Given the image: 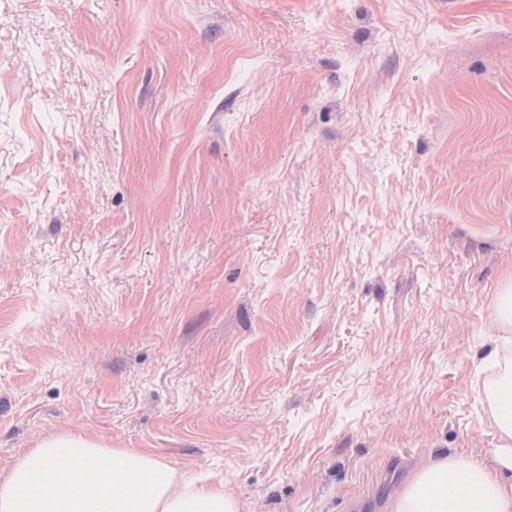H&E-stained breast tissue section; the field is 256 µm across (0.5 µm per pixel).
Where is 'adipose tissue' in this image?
Instances as JSON below:
<instances>
[{
  "instance_id": "adipose-tissue-1",
  "label": "adipose tissue",
  "mask_w": 512,
  "mask_h": 512,
  "mask_svg": "<svg viewBox=\"0 0 512 512\" xmlns=\"http://www.w3.org/2000/svg\"><path fill=\"white\" fill-rule=\"evenodd\" d=\"M485 386L499 438L494 468L464 456L430 459L391 512H512V359ZM0 512H242L223 483L207 484L143 448H110L82 434L39 442L0 480Z\"/></svg>"
}]
</instances>
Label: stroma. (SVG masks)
<instances>
[{
  "instance_id": "stroma-1",
  "label": "stroma",
  "mask_w": 512,
  "mask_h": 512,
  "mask_svg": "<svg viewBox=\"0 0 512 512\" xmlns=\"http://www.w3.org/2000/svg\"><path fill=\"white\" fill-rule=\"evenodd\" d=\"M512 0H0V479L151 448L245 512L492 463Z\"/></svg>"
}]
</instances>
